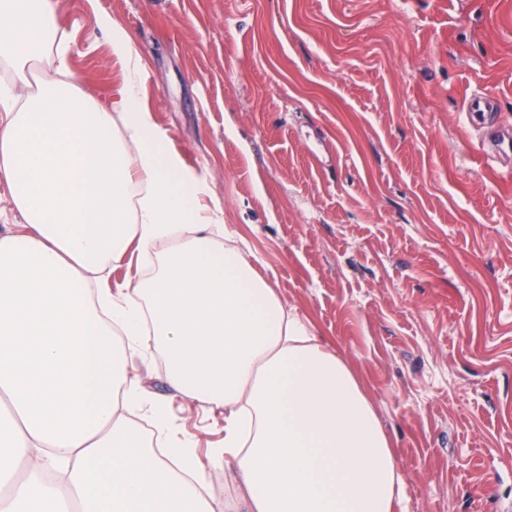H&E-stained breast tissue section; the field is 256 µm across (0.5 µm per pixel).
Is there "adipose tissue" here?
<instances>
[{
	"label": "adipose tissue",
	"instance_id": "1",
	"mask_svg": "<svg viewBox=\"0 0 512 512\" xmlns=\"http://www.w3.org/2000/svg\"><path fill=\"white\" fill-rule=\"evenodd\" d=\"M124 81L112 104L73 82L54 0H0V61L54 67L36 92L0 83V183L24 220L0 234V480L26 478L0 512H208L193 438L126 377L128 352L160 351L177 390L224 410L214 469L246 490L227 512H407V490L376 412L344 361L292 315L218 220L140 102L130 35L99 16ZM174 240L147 281L91 290L128 252ZM124 336L116 346L114 336ZM149 415L163 453L124 423ZM51 449L62 478L44 477Z\"/></svg>",
	"mask_w": 512,
	"mask_h": 512
}]
</instances>
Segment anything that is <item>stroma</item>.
Wrapping results in <instances>:
<instances>
[{
  "label": "stroma",
  "instance_id": "obj_1",
  "mask_svg": "<svg viewBox=\"0 0 512 512\" xmlns=\"http://www.w3.org/2000/svg\"><path fill=\"white\" fill-rule=\"evenodd\" d=\"M68 66L101 102L133 38L142 102L209 186V233L345 359L377 412L408 512H512V180L465 95L512 126V0H56ZM128 373L209 466L224 411ZM497 107L495 97L471 92L465 98L466 118L471 125H480L486 112H492Z\"/></svg>",
  "mask_w": 512,
  "mask_h": 512
}]
</instances>
